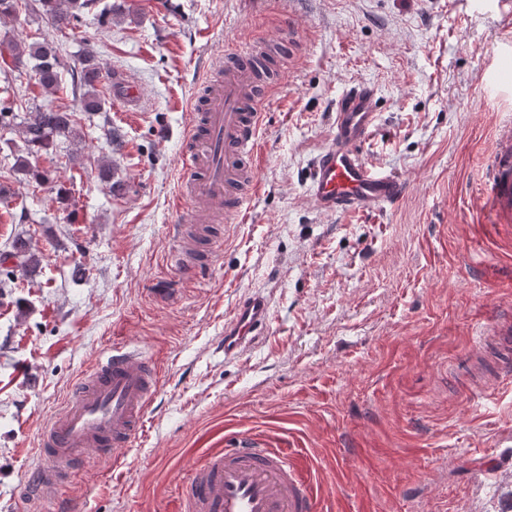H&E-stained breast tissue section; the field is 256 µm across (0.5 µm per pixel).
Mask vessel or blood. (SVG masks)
<instances>
[{
    "instance_id": "obj_1",
    "label": "vessel or blood",
    "mask_w": 512,
    "mask_h": 512,
    "mask_svg": "<svg viewBox=\"0 0 512 512\" xmlns=\"http://www.w3.org/2000/svg\"><path fill=\"white\" fill-rule=\"evenodd\" d=\"M295 45L288 32L272 41L230 44L208 67L203 92L193 99L174 198L175 206L187 209L188 226L177 229L170 254L183 279L196 280L210 268L199 247L211 226L238 223L258 188L262 104L270 78L265 67L278 55L291 59ZM110 92L133 105L142 98L138 85L124 77L113 79ZM377 124L376 94L369 85L337 99L334 136L308 171L309 196L320 212L365 216L395 206L405 195L400 178L379 171L363 154ZM487 184L496 218L512 217V125L498 134ZM270 317L264 296L244 297L224 325L225 357L242 355L264 334ZM159 392L152 357L132 345H113L44 429L42 462L24 479L23 494L32 500L54 498L62 512H81L79 500L61 494L74 465L89 451L120 460L122 448L142 433ZM294 458L292 449L269 448L252 437L210 451L178 488L184 512H321L322 494L298 473Z\"/></svg>"
}]
</instances>
